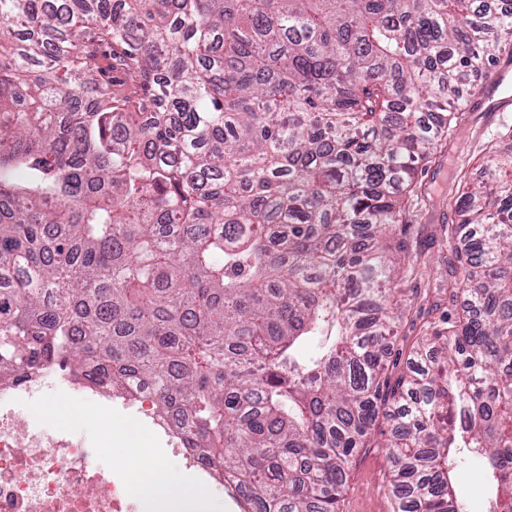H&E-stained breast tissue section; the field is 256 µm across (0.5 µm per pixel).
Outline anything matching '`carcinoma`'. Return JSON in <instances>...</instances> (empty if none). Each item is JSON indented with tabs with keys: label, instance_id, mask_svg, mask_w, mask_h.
<instances>
[{
	"label": "carcinoma",
	"instance_id": "carcinoma-1",
	"mask_svg": "<svg viewBox=\"0 0 512 512\" xmlns=\"http://www.w3.org/2000/svg\"><path fill=\"white\" fill-rule=\"evenodd\" d=\"M504 51L493 0H0V376L150 385L244 512H339L381 416L394 512H467V459L512 512V156L454 199L468 305L385 376L420 256L383 239ZM109 77L112 78V92L118 97L133 95L134 91L142 93V88L137 85L138 83L135 82V78L132 77L123 61L122 50L119 46H112V70L109 72Z\"/></svg>",
	"mask_w": 512,
	"mask_h": 512
}]
</instances>
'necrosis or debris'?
Here are the masks:
<instances>
[{
	"label": "necrosis or debris",
	"mask_w": 512,
	"mask_h": 512,
	"mask_svg": "<svg viewBox=\"0 0 512 512\" xmlns=\"http://www.w3.org/2000/svg\"><path fill=\"white\" fill-rule=\"evenodd\" d=\"M64 396L81 411L103 409L100 438L82 440L74 433L36 424L20 425V411L43 399ZM115 390L76 383L66 366L35 371L16 379H0V512H142L131 488L129 468L94 463L102 444L112 443ZM137 423H149L157 452L182 458L188 474L205 482L209 493L223 496L234 486L232 476L212 478L194 452L184 448L170 417L162 415L148 388L139 389L124 404Z\"/></svg>",
	"instance_id": "necrosis-or-debris-1"
}]
</instances>
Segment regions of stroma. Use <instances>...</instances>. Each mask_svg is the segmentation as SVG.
Here are the masks:
<instances>
[{
    "label": "stroma",
    "mask_w": 512,
    "mask_h": 512,
    "mask_svg": "<svg viewBox=\"0 0 512 512\" xmlns=\"http://www.w3.org/2000/svg\"><path fill=\"white\" fill-rule=\"evenodd\" d=\"M488 77L463 116L457 130L429 163L419 180L428 192V201L408 215L404 237L412 252L422 254L425 264L414 273L398 275L410 313L404 317L390 341L389 373L399 377L407 370L413 349L444 316H457L465 302L452 299L444 275L446 262L456 247L446 225L457 223L450 203L458 185L454 170L467 171L472 180L484 177V154L489 149L512 153V58L500 56L488 64ZM390 434L388 423L372 432L366 449L360 450L349 471L341 512H392L387 484L390 462L384 444Z\"/></svg>",
    "instance_id": "1"
}]
</instances>
